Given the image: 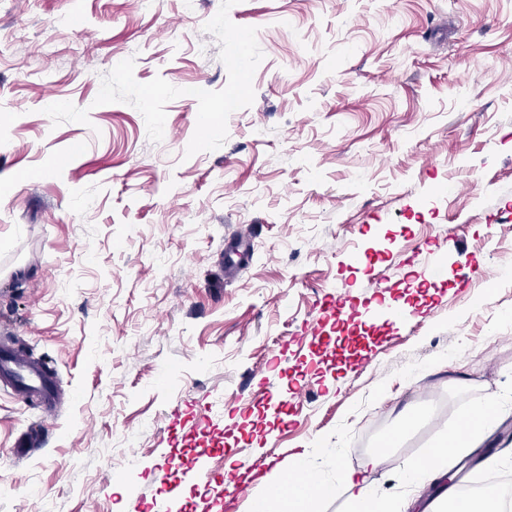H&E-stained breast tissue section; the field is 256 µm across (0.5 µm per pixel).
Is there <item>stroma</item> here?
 Wrapping results in <instances>:
<instances>
[{
	"mask_svg": "<svg viewBox=\"0 0 512 512\" xmlns=\"http://www.w3.org/2000/svg\"><path fill=\"white\" fill-rule=\"evenodd\" d=\"M0 342L58 383L0 385V512H164L229 436L417 501L479 405L512 474V0H0Z\"/></svg>",
	"mask_w": 512,
	"mask_h": 512,
	"instance_id": "stroma-1",
	"label": "stroma"
}]
</instances>
